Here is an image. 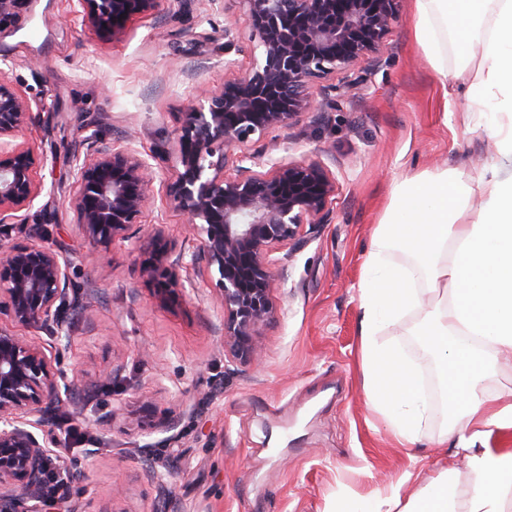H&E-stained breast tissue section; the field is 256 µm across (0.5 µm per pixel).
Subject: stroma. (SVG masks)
<instances>
[{
    "label": "stroma",
    "instance_id": "35a3bbf8",
    "mask_svg": "<svg viewBox=\"0 0 512 512\" xmlns=\"http://www.w3.org/2000/svg\"><path fill=\"white\" fill-rule=\"evenodd\" d=\"M413 4L402 0L401 20L385 41L388 64L372 76L366 104L341 102L326 122L305 119L253 144L268 163L332 149L337 179L330 224L283 260L277 322L261 338L256 366L225 355L213 282L196 278L172 302L144 274L155 230L173 251L196 245L187 216L165 192L131 227L129 240L111 245L107 268L67 204L75 159L100 137L174 177L180 112L223 86L225 59L248 60L224 46L225 27L244 23L239 0L222 9L190 0L184 13L177 0H161L115 39L83 21L77 0H53L0 35V75L33 105L21 138L40 158L42 185L7 242L27 244V225H45L47 245L71 259L74 281L94 280L100 288L72 319L62 366L94 387L112 371L113 390L95 388L76 420L82 450L51 459L59 469H86L79 495L90 512H155L159 489L145 474L151 459L171 470L166 512H369L374 491L404 472L413 474L410 495L450 467L458 473L455 510L468 512L469 461L438 447L443 420L429 422L416 443L400 444L369 409L360 369L357 285L393 184L439 166L466 172L491 161L495 145L484 129L505 120L490 110L465 116L455 85L436 82L416 43ZM418 322L416 312H406L380 340L419 367L432 398L435 369L415 334ZM188 407L194 414L175 445L148 433L150 421ZM106 414L111 425L97 426Z\"/></svg>",
    "mask_w": 512,
    "mask_h": 512
}]
</instances>
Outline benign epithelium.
Returning <instances> with one entry per match:
<instances>
[{"instance_id": "benign-epithelium-1", "label": "benign epithelium", "mask_w": 512, "mask_h": 512, "mask_svg": "<svg viewBox=\"0 0 512 512\" xmlns=\"http://www.w3.org/2000/svg\"><path fill=\"white\" fill-rule=\"evenodd\" d=\"M35 0H0V34L15 26ZM249 34L238 51L251 62L224 61L230 77L218 93L180 113L177 179L166 193L188 218L198 241L189 254L159 246L144 266L157 291L175 296L194 273L215 280L224 327V350L255 363L260 336L276 319L272 292L277 250L303 243L330 222L336 174L321 161L265 166L246 147L274 130L296 127L305 113L320 117L339 101L364 105L370 76L385 59V39L400 18L401 0H240ZM83 18L103 34L120 35L135 17H147L159 0H79ZM320 88V100L312 88ZM31 102L0 79V312L11 322L56 339L49 350L0 325V512H44L52 449L65 444L56 420L63 406L83 415L84 380L68 375L60 350L71 343L67 304L71 261L45 244L41 224L30 242L8 245V220L29 209L41 193L37 156L19 133L31 119ZM68 205L84 234L109 247L127 239L154 199L149 163L126 147L97 141L75 174ZM181 416L152 425L173 434ZM66 512L83 470L68 469Z\"/></svg>"}]
</instances>
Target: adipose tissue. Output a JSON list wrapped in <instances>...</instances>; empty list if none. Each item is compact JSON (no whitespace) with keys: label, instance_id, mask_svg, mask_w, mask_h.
I'll list each match as a JSON object with an SVG mask.
<instances>
[{"label":"adipose tissue","instance_id":"adipose-tissue-1","mask_svg":"<svg viewBox=\"0 0 512 512\" xmlns=\"http://www.w3.org/2000/svg\"><path fill=\"white\" fill-rule=\"evenodd\" d=\"M418 46L440 85L464 78L469 112L492 107L512 118V0H415ZM501 163L462 173H415L391 191L372 231L359 281L364 394L399 441L416 442L435 413L469 459L468 512H505L512 491V389L491 394V369L512 354V122L489 129ZM404 261L391 262L392 252ZM421 315L417 329L440 370L441 405L420 393L419 373L378 339L380 325ZM400 482L379 490L374 512H455L448 472L414 498Z\"/></svg>","mask_w":512,"mask_h":512}]
</instances>
